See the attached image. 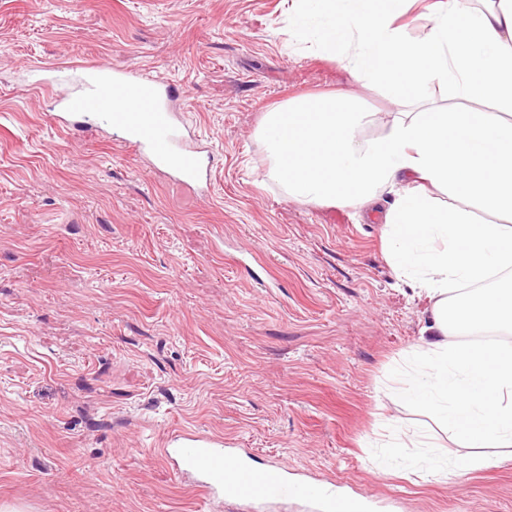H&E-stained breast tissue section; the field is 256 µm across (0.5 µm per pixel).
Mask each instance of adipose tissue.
I'll return each instance as SVG.
<instances>
[{"mask_svg": "<svg viewBox=\"0 0 512 512\" xmlns=\"http://www.w3.org/2000/svg\"><path fill=\"white\" fill-rule=\"evenodd\" d=\"M299 2L317 8L320 46L355 45L354 77L380 85L400 110L368 137L377 115L355 98L283 102L259 126L270 174L306 204L371 208L393 193L389 264L431 304L428 336L393 392L439 419L458 447L441 456L411 433L419 454L408 466L441 476L490 466L462 451L512 447V344L474 340L512 335V0H427L428 31L416 40L398 24L409 0ZM433 86L459 107L430 106ZM485 102L495 111H482Z\"/></svg>", "mask_w": 512, "mask_h": 512, "instance_id": "adipose-tissue-1", "label": "adipose tissue"}]
</instances>
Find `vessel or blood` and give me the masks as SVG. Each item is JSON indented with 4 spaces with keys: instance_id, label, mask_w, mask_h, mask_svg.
I'll return each instance as SVG.
<instances>
[{
    "instance_id": "obj_1",
    "label": "vessel or blood",
    "mask_w": 512,
    "mask_h": 512,
    "mask_svg": "<svg viewBox=\"0 0 512 512\" xmlns=\"http://www.w3.org/2000/svg\"><path fill=\"white\" fill-rule=\"evenodd\" d=\"M34 88L49 90L61 79L79 82L78 90L55 98L50 122L59 128L88 127L91 119L122 130L135 156L171 183L207 200L214 194V168L204 150L192 143L170 102L182 86L148 76L136 67L117 68L81 61L66 67L35 65ZM173 474L191 480L207 502L227 500L241 512H264L272 504H297L301 512H352L353 499L337 496L335 485H313L289 478L281 462L255 466L249 456L223 447L221 440L197 434L168 435L162 448Z\"/></svg>"
}]
</instances>
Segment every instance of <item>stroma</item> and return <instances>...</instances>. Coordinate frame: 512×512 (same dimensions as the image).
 Returning a JSON list of instances; mask_svg holds the SVG:
<instances>
[{"instance_id": "1", "label": "stroma", "mask_w": 512, "mask_h": 512, "mask_svg": "<svg viewBox=\"0 0 512 512\" xmlns=\"http://www.w3.org/2000/svg\"><path fill=\"white\" fill-rule=\"evenodd\" d=\"M293 0H0V505L18 512H236L160 455L223 437L377 512H512V460L461 476L383 473L389 425L450 434L387 379L427 300L396 279L383 209L305 204L268 176L269 108L344 92L392 105L292 26ZM102 60L182 84L214 154L201 201L110 131L44 119L34 63Z\"/></svg>"}]
</instances>
